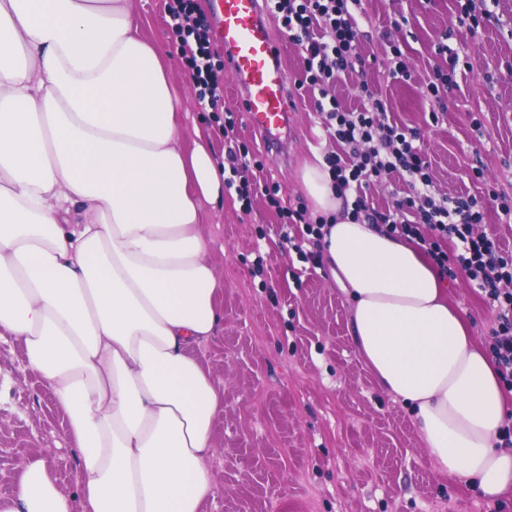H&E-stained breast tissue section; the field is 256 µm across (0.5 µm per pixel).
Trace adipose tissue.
<instances>
[{"instance_id":"obj_1","label":"adipose tissue","mask_w":512,"mask_h":512,"mask_svg":"<svg viewBox=\"0 0 512 512\" xmlns=\"http://www.w3.org/2000/svg\"><path fill=\"white\" fill-rule=\"evenodd\" d=\"M173 69L131 0H0V342L23 343L79 452L78 496L36 457L0 512H201L215 494L224 382L193 350L224 326L202 232L224 166L186 137ZM300 181L337 218L321 255L377 386L440 473L512 491L505 395L438 272L344 215L328 166Z\"/></svg>"}]
</instances>
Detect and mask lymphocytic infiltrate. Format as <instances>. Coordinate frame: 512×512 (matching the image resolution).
I'll return each instance as SVG.
<instances>
[{
	"instance_id": "lymphocytic-infiltrate-1",
	"label": "lymphocytic infiltrate",
	"mask_w": 512,
	"mask_h": 512,
	"mask_svg": "<svg viewBox=\"0 0 512 512\" xmlns=\"http://www.w3.org/2000/svg\"><path fill=\"white\" fill-rule=\"evenodd\" d=\"M361 0H275V9L288 38L306 55L304 84L325 90L344 75L362 73L366 61L356 51L361 31L355 15ZM171 30L190 73L198 104L217 106L223 85L214 63L210 25L195 0H169ZM321 27L323 38L312 35ZM368 103L349 110L336 98L316 109L336 142L354 158L328 156L333 182L340 194H351L355 221L376 225L397 238L417 241L441 278L464 271L494 311L489 349L501 385L512 391V250L495 234L477 232L484 220L477 197H448L437 193L431 164L419 130L398 124L388 114L386 100L376 92ZM399 174L408 187L392 210L376 211L367 201V188Z\"/></svg>"
}]
</instances>
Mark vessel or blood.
<instances>
[{
	"label": "vessel or blood",
	"mask_w": 512,
	"mask_h": 512,
	"mask_svg": "<svg viewBox=\"0 0 512 512\" xmlns=\"http://www.w3.org/2000/svg\"><path fill=\"white\" fill-rule=\"evenodd\" d=\"M211 15L249 124L267 133L285 127L290 110L288 76L264 17L263 0H212Z\"/></svg>",
	"instance_id": "obj_1"
}]
</instances>
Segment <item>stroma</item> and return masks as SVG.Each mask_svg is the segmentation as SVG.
Masks as SVG:
<instances>
[{"label": "stroma", "mask_w": 512, "mask_h": 512, "mask_svg": "<svg viewBox=\"0 0 512 512\" xmlns=\"http://www.w3.org/2000/svg\"><path fill=\"white\" fill-rule=\"evenodd\" d=\"M168 0H132L143 32L168 51L176 44ZM363 75L341 77L332 92L347 108L361 107V85L387 99L394 120L419 129L437 189L451 197L481 195L484 186L512 195V0H495L477 34L457 28V0H363ZM268 24L282 46L291 94L292 136L286 159L272 158L267 138L249 126L232 77L217 109L202 111L185 94L186 135H209L226 154L225 114L250 150L260 185L278 186L279 206L264 194L243 209L234 190L203 227L208 257L221 281L224 327L195 356L224 381V411L213 426L211 461L216 494L202 512H512V492L497 500L439 474L407 409L380 391L348 330L349 303L328 271L297 254L301 226L290 240L280 229L285 209L307 204L300 184L305 164L343 148L317 115L310 91L298 85L303 59L278 13ZM397 42L411 77H390V42ZM460 57L456 86L443 97L440 123L428 117L423 91L434 69ZM482 170L475 178L474 170ZM450 303L486 346L493 315L463 271L446 278ZM41 457L67 494L77 490L76 448L64 414L39 376L26 367L21 341L0 342V498L9 496L24 464Z\"/></svg>", "instance_id": "obj_1"}]
</instances>
